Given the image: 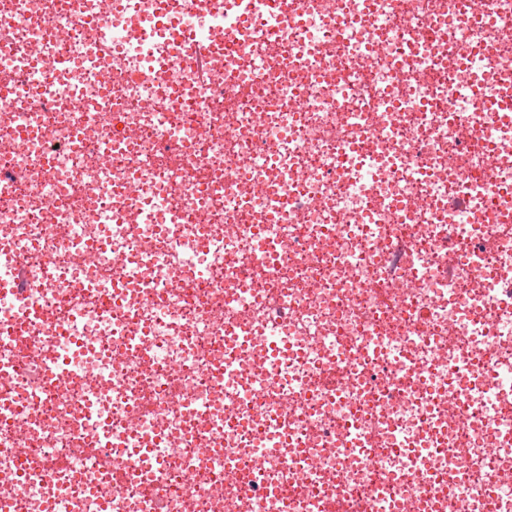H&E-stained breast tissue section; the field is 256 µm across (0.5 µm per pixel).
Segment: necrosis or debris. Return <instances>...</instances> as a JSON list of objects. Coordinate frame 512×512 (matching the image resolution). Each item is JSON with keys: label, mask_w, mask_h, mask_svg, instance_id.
<instances>
[{"label": "necrosis or debris", "mask_w": 512, "mask_h": 512, "mask_svg": "<svg viewBox=\"0 0 512 512\" xmlns=\"http://www.w3.org/2000/svg\"><path fill=\"white\" fill-rule=\"evenodd\" d=\"M512 0H0V512H512Z\"/></svg>", "instance_id": "obj_1"}]
</instances>
